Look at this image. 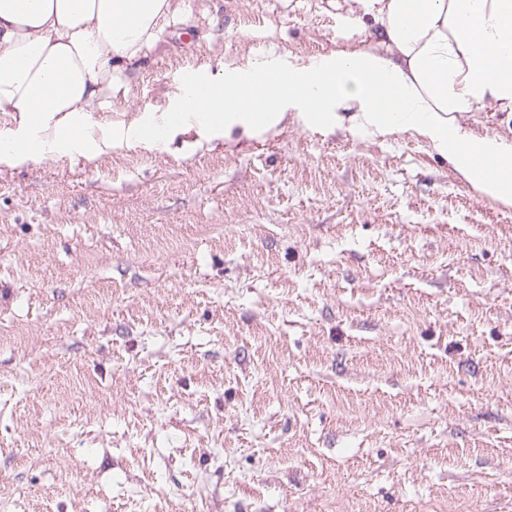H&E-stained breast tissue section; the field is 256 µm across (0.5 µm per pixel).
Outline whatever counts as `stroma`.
<instances>
[{
  "mask_svg": "<svg viewBox=\"0 0 512 512\" xmlns=\"http://www.w3.org/2000/svg\"><path fill=\"white\" fill-rule=\"evenodd\" d=\"M95 157L0 165V512H512V208L422 138L114 136L184 77L369 49L329 0H172Z\"/></svg>",
  "mask_w": 512,
  "mask_h": 512,
  "instance_id": "1",
  "label": "stroma"
}]
</instances>
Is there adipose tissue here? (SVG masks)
<instances>
[{
    "instance_id": "ef3b65f1",
    "label": "adipose tissue",
    "mask_w": 512,
    "mask_h": 512,
    "mask_svg": "<svg viewBox=\"0 0 512 512\" xmlns=\"http://www.w3.org/2000/svg\"><path fill=\"white\" fill-rule=\"evenodd\" d=\"M377 26L374 49L339 53L318 71L292 68L255 82L201 80L194 109L208 127L243 131L301 103L329 123L351 109L375 136L408 131L444 156L466 184L512 207V141L474 134L467 118L490 105L512 112V0H336ZM170 0H0V114L17 117L0 139V164L86 151L85 116L107 108L112 65L139 56L168 25Z\"/></svg>"
}]
</instances>
